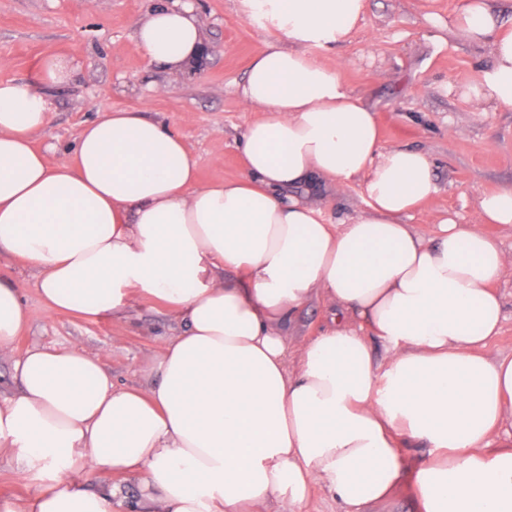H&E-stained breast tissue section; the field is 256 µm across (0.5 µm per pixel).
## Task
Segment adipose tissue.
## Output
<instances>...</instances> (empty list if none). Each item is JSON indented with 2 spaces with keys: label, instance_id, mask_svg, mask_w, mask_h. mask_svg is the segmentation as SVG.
Masks as SVG:
<instances>
[{
  "label": "adipose tissue",
  "instance_id": "obj_1",
  "mask_svg": "<svg viewBox=\"0 0 512 512\" xmlns=\"http://www.w3.org/2000/svg\"><path fill=\"white\" fill-rule=\"evenodd\" d=\"M278 32L239 86L259 112L244 172L206 184L181 135L140 110L101 113L49 162L47 90L63 54L29 82L0 81V251L36 271L48 310L125 320L158 300L180 335L116 383L94 354L35 347L0 395V456L38 482L0 512H112L135 475L133 512H302L313 487L371 512L411 479L420 512H512V358L482 351L504 319L497 284L512 255L483 232L512 224V187L483 192L474 224L446 216L429 238L407 219L437 191L430 158L385 148L374 115L319 52L350 40L366 0H242ZM458 34L489 40L466 99L512 109V25L465 0ZM144 57L179 74L203 52L193 0H158L137 23ZM365 178L367 209L327 224L303 187ZM334 314L297 354L300 312ZM31 314L0 279V352ZM386 346L372 355L371 337ZM429 453L407 468L402 451Z\"/></svg>",
  "mask_w": 512,
  "mask_h": 512
}]
</instances>
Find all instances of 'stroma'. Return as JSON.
Wrapping results in <instances>:
<instances>
[{
	"label": "stroma",
	"instance_id": "stroma-1",
	"mask_svg": "<svg viewBox=\"0 0 512 512\" xmlns=\"http://www.w3.org/2000/svg\"><path fill=\"white\" fill-rule=\"evenodd\" d=\"M156 0H0V80H31L40 59L71 57L77 69L49 88L51 124L37 147L50 161L73 149L81 129L105 110H142L177 130L198 162L199 178L235 179L244 168L238 142L256 112L236 86L252 58L279 33L249 20L241 0H199L197 18L206 53L190 74L173 80L149 63L134 36ZM464 0H368L360 28L344 46L326 51L340 64L380 126L383 147L425 153L436 193L412 222L434 236L440 217L472 220L482 191L512 186V110L465 101L462 91L492 62L490 46L457 36L452 20ZM324 223L338 224L367 209L364 179L320 201ZM0 275L10 279L32 314L11 351L0 353V395L17 391L13 365L29 349L81 347L98 355L113 379L140 385L142 369L177 333L161 305L143 301L125 322L87 320L47 311L38 278L0 252Z\"/></svg>",
	"mask_w": 512,
	"mask_h": 512
}]
</instances>
